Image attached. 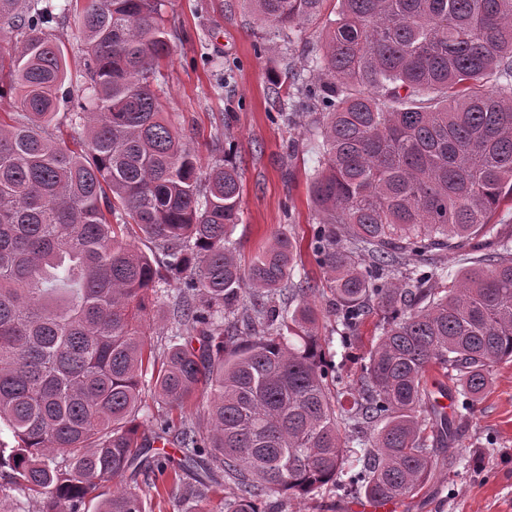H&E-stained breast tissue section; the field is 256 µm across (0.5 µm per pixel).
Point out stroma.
<instances>
[{
	"instance_id": "stroma-1",
	"label": "stroma",
	"mask_w": 512,
	"mask_h": 512,
	"mask_svg": "<svg viewBox=\"0 0 512 512\" xmlns=\"http://www.w3.org/2000/svg\"><path fill=\"white\" fill-rule=\"evenodd\" d=\"M173 52L164 61L160 104L174 126L190 133L201 163L218 137L233 148L242 176L241 219L232 228L242 264H250L274 235L288 230L308 244L317 215L308 179L319 156L312 115L295 112L298 76L314 55L323 25L294 31L289 46L274 44L256 24L246 0H166ZM294 112L293 122L277 117ZM295 278L315 285L320 337L329 336L332 294L323 271L306 256ZM453 446L464 455L451 473H438L425 496L398 512H512V361L496 364L490 385L456 425ZM147 512H222L223 493L208 505L179 500L170 485L143 486Z\"/></svg>"
}]
</instances>
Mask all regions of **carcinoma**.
<instances>
[{
  "instance_id": "1",
  "label": "carcinoma",
  "mask_w": 512,
  "mask_h": 512,
  "mask_svg": "<svg viewBox=\"0 0 512 512\" xmlns=\"http://www.w3.org/2000/svg\"><path fill=\"white\" fill-rule=\"evenodd\" d=\"M73 2L0 0V102L18 104L0 114V479L40 512H145L138 486L103 483L181 487L184 473L201 501L224 487V512H276L271 496L327 486L414 498L434 477L430 448L453 436L428 369L460 387L462 418L512 358V237L491 224L512 202V0H336L308 61L297 95L320 108L322 146L308 250L343 348L382 314L356 387L327 360L314 287L292 278L301 244L281 232L242 267L238 167L217 138L202 167L162 117L165 0H87L75 72L55 34ZM247 2L276 37L327 0ZM59 113L80 140L59 134ZM131 224L152 254L124 241ZM466 247L479 264L448 274L442 254ZM161 284L175 293L158 355L146 333ZM285 292L290 315L274 301ZM151 365L164 411L149 437ZM200 390L204 431L184 416ZM167 437L180 458L151 454Z\"/></svg>"
}]
</instances>
